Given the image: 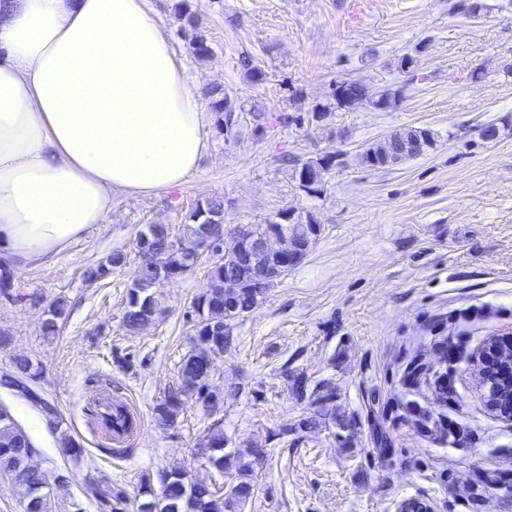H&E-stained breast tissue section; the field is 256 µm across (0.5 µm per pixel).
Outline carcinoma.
Masks as SVG:
<instances>
[{
  "instance_id": "1",
  "label": "carcinoma",
  "mask_w": 512,
  "mask_h": 512,
  "mask_svg": "<svg viewBox=\"0 0 512 512\" xmlns=\"http://www.w3.org/2000/svg\"><path fill=\"white\" fill-rule=\"evenodd\" d=\"M185 20L184 32L190 36V46L196 56L204 58L210 55L211 48L205 32L200 28L198 19L188 13L181 14ZM211 111L225 114V123L233 122L234 108L230 100L221 95V89L207 91ZM331 97L336 108L366 106L375 111L385 112L394 108L401 99V93L383 100L374 97V93L356 79L338 77L332 81ZM422 140L424 150L436 145L435 133L423 127L404 128L383 141L369 145L365 153L370 157L367 167L380 169L391 165L390 159L398 156L404 145L413 140ZM283 160L291 164L290 179L294 187L301 185L304 172L320 169L329 171L333 158L325 156L316 160L303 161L288 154ZM224 217V201L221 197H211L196 203L190 212L189 222L183 224L182 234L176 236L167 224H149L137 235V254L140 257L133 272L132 285L126 291V305L122 325L129 333H136L143 325L153 320L158 311V302L150 293V285L157 276L150 266L142 260L143 252L153 249L167 251L165 274L174 280L192 271L201 262L190 258L182 245L193 241L208 231L206 219ZM320 232V225L313 223L309 212H302L288 222L268 220L262 224L246 225L245 234L253 243H245L238 248L224 253L223 258H207L208 276L211 288L192 300V348L184 356L178 370L179 385L154 407L157 423L162 427L173 425L188 401L199 402L210 414L220 411L224 398L210 388V374L213 359L224 353L232 344L233 322L252 313L259 301L283 274L269 280L263 286L252 283V269L257 264H264L272 271H277L294 261L296 256L286 257L264 246V241L272 236L283 234L299 251V255L308 252ZM128 254L122 250L113 251L105 261L85 268L84 279L97 283L112 271L125 267ZM231 278L240 284L232 295L225 292L224 280ZM65 316V301L55 300L48 305L47 316L41 322V334L46 338L55 336L59 330V320ZM13 379L22 380L36 386L39 400L30 403L38 410L53 431L61 429L63 418L58 409L44 396L38 385L39 373L33 370L28 358H17L13 370L9 373ZM295 396L300 402L322 407L332 399V394L320 387H308L307 378L295 374ZM109 405L121 419L117 433L132 429L134 418L127 406L118 398L107 395V400L93 403L89 408L94 418H99L102 405ZM201 455L208 469L222 477L224 473L235 470L232 482L224 485L216 479L196 480L188 483L180 476L178 469H161L156 474L141 476L137 486V512H245L252 503L255 493L253 462L259 453L253 448H236L225 451L224 431L219 424H214L199 442ZM34 447L27 432L15 419L11 411L0 405V476L9 479L20 492L24 500V512H45L46 499L66 494L68 477L57 476L54 487L44 489L41 474L29 467V458L35 454ZM60 451L63 456L78 465L84 461V452L80 444L69 437L63 438ZM84 493L101 505L109 507L112 512H125L128 498L123 490H114L99 483L86 485Z\"/></svg>"
}]
</instances>
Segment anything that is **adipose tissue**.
<instances>
[{"label": "adipose tissue", "instance_id": "obj_1", "mask_svg": "<svg viewBox=\"0 0 512 512\" xmlns=\"http://www.w3.org/2000/svg\"><path fill=\"white\" fill-rule=\"evenodd\" d=\"M200 97L145 0H0V263L58 255L113 192L180 186Z\"/></svg>", "mask_w": 512, "mask_h": 512}]
</instances>
